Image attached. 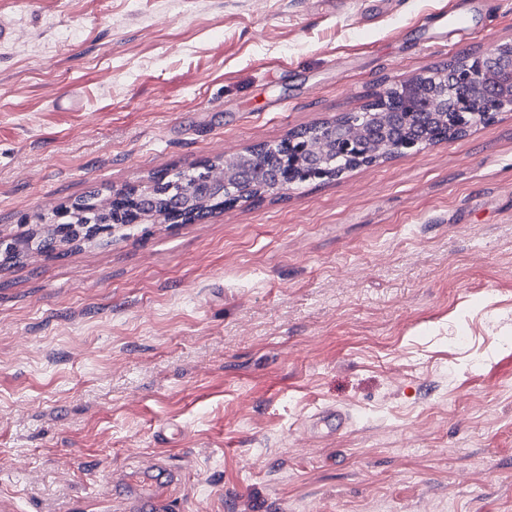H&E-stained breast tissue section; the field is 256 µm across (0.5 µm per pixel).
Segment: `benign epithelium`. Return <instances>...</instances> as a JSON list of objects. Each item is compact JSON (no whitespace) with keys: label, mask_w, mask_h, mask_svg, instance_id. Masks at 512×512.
<instances>
[{"label":"benign epithelium","mask_w":512,"mask_h":512,"mask_svg":"<svg viewBox=\"0 0 512 512\" xmlns=\"http://www.w3.org/2000/svg\"><path fill=\"white\" fill-rule=\"evenodd\" d=\"M463 84L472 89L470 97L455 102L448 108V87ZM400 95L389 99L383 93L376 100L377 126L386 128V119L392 116L404 126L411 125L418 113L424 112L442 121L448 112L458 117L469 115L474 121L488 122L504 111L512 112V44H498L479 57L467 60L448 70L429 68L399 87ZM309 134L315 137L312 146H304L292 138L289 141L288 162L277 190H286L293 184V177L308 168L307 177L325 180L336 176V171L322 166V160L341 151L353 156L361 164L375 162L382 155L380 138L372 127L361 120H351L343 125L341 135L336 129L318 127ZM257 150L224 157L218 163H206L198 168V183L206 190L222 186L231 199L245 200L251 187V176ZM73 208L67 205L56 209L49 221L50 229L60 237L71 235L70 216Z\"/></svg>","instance_id":"7a95c632"}]
</instances>
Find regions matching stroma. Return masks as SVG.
<instances>
[{"mask_svg": "<svg viewBox=\"0 0 512 512\" xmlns=\"http://www.w3.org/2000/svg\"><path fill=\"white\" fill-rule=\"evenodd\" d=\"M467 9L459 36L445 6ZM0 504L512 512V112L186 224L44 217L512 43V0H0ZM76 94L71 109L56 100ZM322 407L346 429L304 434ZM75 208L67 205L61 206L56 209L53 217L48 222L50 229L60 237H69L71 235L73 226L70 224V216ZM51 231L48 232L41 241L40 250L45 254H52L55 251V243L57 238ZM168 503L164 495L126 498L122 502L124 512H165Z\"/></svg>", "mask_w": 512, "mask_h": 512, "instance_id": "stroma-1", "label": "stroma"}]
</instances>
